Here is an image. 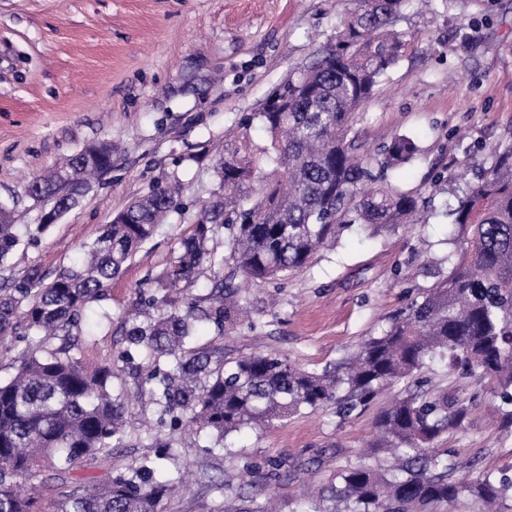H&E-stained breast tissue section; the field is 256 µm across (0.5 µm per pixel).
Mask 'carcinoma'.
Returning <instances> with one entry per match:
<instances>
[{
    "instance_id": "carcinoma-1",
    "label": "carcinoma",
    "mask_w": 512,
    "mask_h": 512,
    "mask_svg": "<svg viewBox=\"0 0 512 512\" xmlns=\"http://www.w3.org/2000/svg\"><path fill=\"white\" fill-rule=\"evenodd\" d=\"M413 0H354L333 41L275 90L279 102L255 116L274 138L275 167L265 191L250 203L240 186L253 170L243 160L214 167L224 194L201 206L164 268L140 293L123 320L118 359L144 368L141 379L158 395L156 424L176 431L188 424L218 440L302 411L334 405L342 416L370 403L386 386L398 397L377 414L373 448L403 452L386 475L360 463L340 474L337 500L349 512H433L468 496L488 505L512 490L486 472L470 482L452 479L443 435L462 426L472 402L430 390L431 368L500 398L490 414L512 428V146L495 151L491 166L448 209L456 259L448 272L389 317L378 336L335 366L316 370L257 354L224 358V346L191 343L197 324L224 335L238 287L224 285V250L245 280H273L300 272L342 229L362 226L370 236L412 224L418 197L397 190L392 173L414 158L413 138L395 136L379 154H358L350 118L373 95L380 78L402 57L406 34L397 30ZM112 165V144H87L64 165L29 181L32 199L62 213L75 206ZM186 206L181 186L157 187L131 200L82 259L47 282L36 272L0 286V349L18 342L16 372L0 382V512H159L174 481L144 464L97 485L76 483L51 508L35 491H18L40 473H68L119 445L123 405L112 397V363L92 371L70 355L82 340L86 306L106 288L173 214ZM227 242H221L225 227ZM20 242L11 212L0 205V267ZM209 274L205 310L189 294Z\"/></svg>"
}]
</instances>
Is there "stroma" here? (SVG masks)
I'll return each instance as SVG.
<instances>
[{
    "mask_svg": "<svg viewBox=\"0 0 512 512\" xmlns=\"http://www.w3.org/2000/svg\"><path fill=\"white\" fill-rule=\"evenodd\" d=\"M352 0H0V204L16 224L38 210L27 182L84 145L111 141L112 170L38 242L22 244L0 270L20 277L39 270L53 278L81 246L131 199L180 181L193 209L219 194L218 159L248 158L268 169L271 136L254 120L267 95L336 32ZM408 36L399 63L381 77L353 116L362 153L373 154L404 134L418 147L392 181L417 196L426 221L361 238L357 227L309 268L242 286L232 261L224 275L240 284L246 317L216 335L200 323L198 343L222 341L228 358L288 357L323 369L379 335L387 318L448 270L449 204L492 162L490 150L512 145V0H434L409 7L398 24ZM189 217L171 216L93 303L82 323L88 339L72 354L94 367L111 362L112 389L123 394L128 432L122 447L61 477L35 483L52 503L76 480L105 482L113 466L135 468L167 445L169 472L187 485L163 512H254L275 497L279 512H334L339 472L359 463L392 471L389 450L366 447L377 413L395 397L382 391L349 417L328 407L301 412L268 428H248L206 450L189 426L142 435L154 395L139 390L133 367L115 358L119 326L139 288L158 274ZM455 478L487 470L512 475V429L487 408L445 436ZM278 458L292 476L265 472L243 482L245 461ZM223 483L216 492L214 483Z\"/></svg>",
    "mask_w": 512,
    "mask_h": 512,
    "instance_id": "obj_1",
    "label": "stroma"
}]
</instances>
